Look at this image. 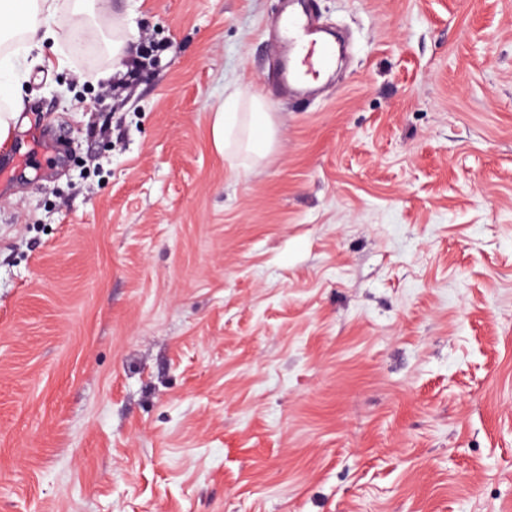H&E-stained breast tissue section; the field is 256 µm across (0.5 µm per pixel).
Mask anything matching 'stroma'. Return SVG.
Here are the masks:
<instances>
[{
	"label": "stroma",
	"instance_id": "35a3bbf8",
	"mask_svg": "<svg viewBox=\"0 0 512 512\" xmlns=\"http://www.w3.org/2000/svg\"><path fill=\"white\" fill-rule=\"evenodd\" d=\"M282 3L9 51L0 512H512V0H296L347 45L310 99ZM236 97L230 96L224 106L214 113L211 137L215 149L224 152V148L230 143L234 135L235 125L239 115L236 108ZM271 139L272 126L268 112L264 104L254 98L250 112L247 149L258 156H263L269 150Z\"/></svg>",
	"mask_w": 512,
	"mask_h": 512
}]
</instances>
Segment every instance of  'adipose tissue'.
Listing matches in <instances>:
<instances>
[{
    "label": "adipose tissue",
    "mask_w": 512,
    "mask_h": 512,
    "mask_svg": "<svg viewBox=\"0 0 512 512\" xmlns=\"http://www.w3.org/2000/svg\"><path fill=\"white\" fill-rule=\"evenodd\" d=\"M110 0H0V42L15 36L53 38L49 21L68 8L73 29H81L88 15L107 13Z\"/></svg>",
    "instance_id": "ef3b65f1"
}]
</instances>
